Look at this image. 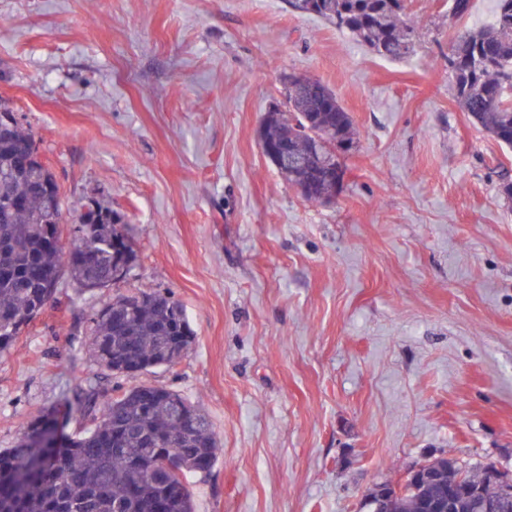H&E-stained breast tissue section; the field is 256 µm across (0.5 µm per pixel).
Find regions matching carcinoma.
Masks as SVG:
<instances>
[{
  "label": "carcinoma",
  "instance_id": "cac0c4a2",
  "mask_svg": "<svg viewBox=\"0 0 512 512\" xmlns=\"http://www.w3.org/2000/svg\"><path fill=\"white\" fill-rule=\"evenodd\" d=\"M288 5L330 22L379 57L401 60L414 51L417 26L402 19L403 0H288ZM448 70L462 111L512 147V0H497L489 25L456 35ZM288 82L295 87L288 111H269L262 118L267 138L288 142L298 155L310 154V139L294 133L290 112L302 114L327 143L355 141L352 117L325 84L301 75ZM30 140L18 125L0 136L1 354L14 349L54 299L62 272L84 290L107 288L119 281L114 269L130 270L137 258L124 216L98 200L78 216L82 227L73 246L53 245L46 220L54 219L53 232L59 231L63 199L46 165L32 160L17 166V154ZM192 342L179 303L160 292H139L117 296L99 310L88 348L104 370L133 380L139 372L174 367ZM68 404L79 427L60 447H42L57 428L60 408L54 407L30 418L14 447L0 450V512H195L188 476L209 472L219 453L199 402L147 384L106 391L91 376ZM175 407L184 411L186 423L173 416ZM158 457L175 468L163 481L149 474ZM427 465L433 481L393 498L390 512H423V500L437 498L462 474L487 496L500 494L484 469L466 470L446 457Z\"/></svg>",
  "mask_w": 512,
  "mask_h": 512
}]
</instances>
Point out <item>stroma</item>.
Masks as SVG:
<instances>
[{
    "label": "stroma",
    "mask_w": 512,
    "mask_h": 512,
    "mask_svg": "<svg viewBox=\"0 0 512 512\" xmlns=\"http://www.w3.org/2000/svg\"><path fill=\"white\" fill-rule=\"evenodd\" d=\"M404 0L416 50L370 53L287 0H0V106L64 200L125 215L130 275L57 301L0 353V448L100 375L85 344L113 297L169 294L195 341L139 375L200 400L220 443L196 512H359L446 456L512 472V148L454 100L448 52L488 24ZM319 79L359 135L334 203L303 200L256 129L283 75Z\"/></svg>",
    "instance_id": "35a3bbf8"
}]
</instances>
